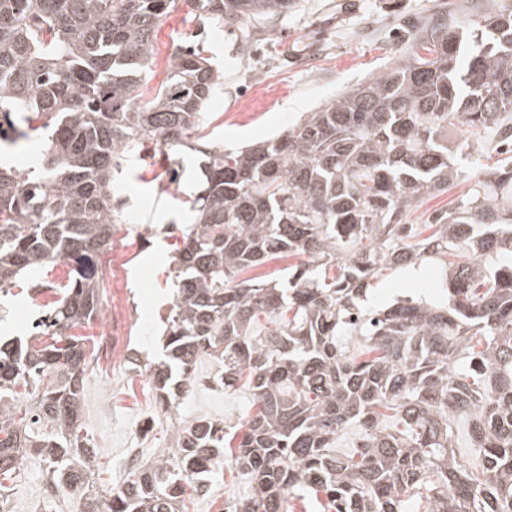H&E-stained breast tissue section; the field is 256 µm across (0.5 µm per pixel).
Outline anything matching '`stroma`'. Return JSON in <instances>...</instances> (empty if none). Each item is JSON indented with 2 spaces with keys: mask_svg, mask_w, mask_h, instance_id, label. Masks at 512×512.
Instances as JSON below:
<instances>
[{
  "mask_svg": "<svg viewBox=\"0 0 512 512\" xmlns=\"http://www.w3.org/2000/svg\"><path fill=\"white\" fill-rule=\"evenodd\" d=\"M287 15L263 22L259 40L242 50L239 31L201 28L187 8L177 9L158 31L157 59L142 87L144 95L168 76L167 60L176 45L199 44L217 71L216 90L207 106L200 134L227 144L244 145L270 138L315 111L341 90L388 71L407 43L404 29L449 0H297ZM178 183H170L165 164L145 165L134 158L112 173V189L126 207L125 223L112 236L127 244V338L131 347L156 355L161 351L162 322L170 308V257L181 245L180 230L190 217L197 192L195 164L177 155ZM37 313L35 292L21 279L0 295V334L30 332ZM217 360L196 364L192 392L182 398L177 416L155 407V391L146 372L119 363L86 372L84 432L95 444V486H120L131 463L145 464L171 446L176 427L195 418L245 420L246 393L224 390L215 381ZM21 480L9 490L12 512H61L48 504L44 464L27 460ZM247 491L230 463L214 468L208 492L192 497L187 512H227L228 503Z\"/></svg>",
  "mask_w": 512,
  "mask_h": 512,
  "instance_id": "obj_1",
  "label": "stroma"
}]
</instances>
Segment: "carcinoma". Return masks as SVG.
<instances>
[{
    "mask_svg": "<svg viewBox=\"0 0 512 512\" xmlns=\"http://www.w3.org/2000/svg\"><path fill=\"white\" fill-rule=\"evenodd\" d=\"M190 2L245 45L297 4ZM178 5L0 0V133L47 132L39 168L0 170V292L69 266L67 282L35 284L60 293L35 334L0 342V492L37 456L47 495L73 489L81 512H184L223 457L250 481L228 512H289L321 495L323 512H512V155L487 164L512 143V5L430 16L386 73L236 151L194 138L216 83L201 49L176 46L165 84L140 92ZM149 147L164 163L182 147L203 160L162 352L132 364L172 413L198 358L213 356L224 389L248 390L256 412L241 436L206 417L174 428L173 455L103 494L81 434L86 337L69 330L102 312L99 259L122 208L112 170ZM463 160L471 188L419 237L408 213L448 190ZM284 255L308 260L273 281L239 279ZM383 269L400 273L401 295L369 308ZM341 336L362 337L365 358ZM460 417L476 466L453 448ZM351 424L361 437L338 453Z\"/></svg>",
    "mask_w": 512,
    "mask_h": 512,
    "instance_id": "1",
    "label": "carcinoma"
}]
</instances>
